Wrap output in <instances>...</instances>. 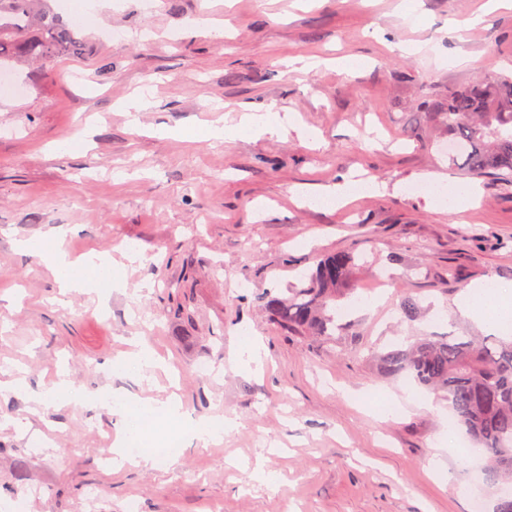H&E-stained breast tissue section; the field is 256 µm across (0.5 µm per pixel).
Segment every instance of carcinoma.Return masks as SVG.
I'll return each mask as SVG.
<instances>
[{"label":"carcinoma","mask_w":512,"mask_h":512,"mask_svg":"<svg viewBox=\"0 0 512 512\" xmlns=\"http://www.w3.org/2000/svg\"><path fill=\"white\" fill-rule=\"evenodd\" d=\"M83 44L40 0H0V62L29 56L53 66L82 54ZM435 120L458 149L448 166L471 175L512 181V78L489 77L448 91L434 106ZM359 256L341 250L320 258L287 298L270 292L261 304L281 331L313 342L357 332L336 324V301L357 268ZM386 376L405 375L448 400L450 423L485 451L484 479L512 485V336H423L374 355Z\"/></svg>","instance_id":"1"}]
</instances>
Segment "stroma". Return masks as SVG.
Listing matches in <instances>:
<instances>
[{
	"label": "stroma",
	"instance_id": "1",
	"mask_svg": "<svg viewBox=\"0 0 512 512\" xmlns=\"http://www.w3.org/2000/svg\"><path fill=\"white\" fill-rule=\"evenodd\" d=\"M155 2L96 0V20L77 27L82 56L52 68L17 60L18 92L0 94V512L18 496L25 512H127L133 499L139 512H472L480 467L458 465L473 447L446 401L378 376L369 349L494 332L455 303L488 278L512 288V183L442 165L430 106L449 87L512 77V9L460 33L450 19L484 0H414L406 15L400 0H234L229 12L224 0ZM226 14L230 34L213 38L206 20ZM344 56L358 67L337 69ZM145 85L152 105L134 127L121 104ZM237 103L296 113L299 126L201 139L199 121H231ZM355 172L379 191L303 204ZM427 173L477 183L479 201L441 211L417 188ZM54 229L71 258L118 260L120 287L61 293L18 248ZM127 244L137 261L122 260ZM344 249L367 256L336 307L364 349L281 333L258 296H287ZM408 297L424 310L413 322L400 312ZM245 333L268 350L263 373L239 361ZM137 340L160 368L118 374ZM202 362L211 377L196 374ZM60 367L77 398L53 393ZM16 373L26 391L9 387ZM115 390L176 395L186 416L239 426L207 444L183 429L169 461L117 470L108 441L129 420ZM368 394L399 408L381 416Z\"/></svg>",
	"mask_w": 512,
	"mask_h": 512
}]
</instances>
